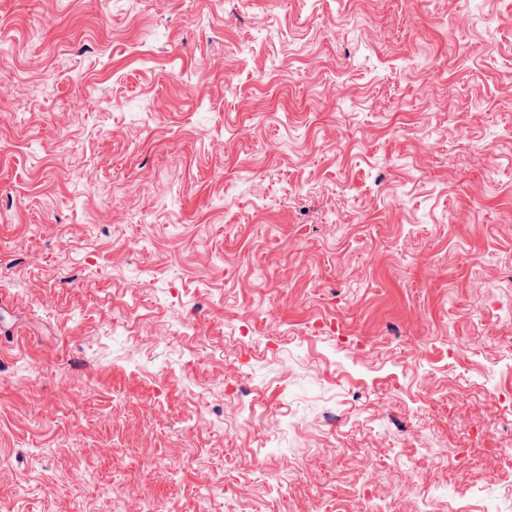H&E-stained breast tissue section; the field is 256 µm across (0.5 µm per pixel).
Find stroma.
<instances>
[{"label": "stroma", "instance_id": "35a3bbf8", "mask_svg": "<svg viewBox=\"0 0 512 512\" xmlns=\"http://www.w3.org/2000/svg\"><path fill=\"white\" fill-rule=\"evenodd\" d=\"M0 43V512H512V0Z\"/></svg>", "mask_w": 512, "mask_h": 512}]
</instances>
